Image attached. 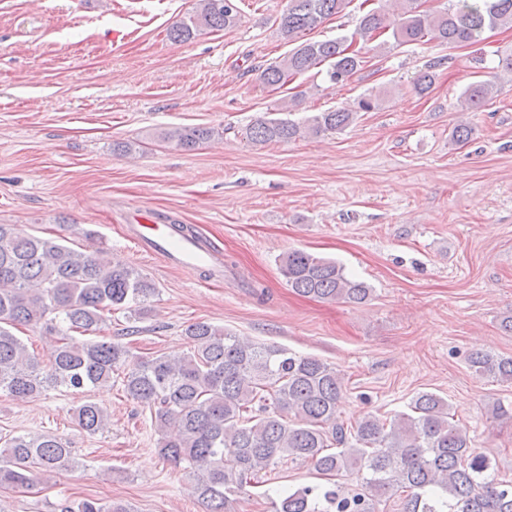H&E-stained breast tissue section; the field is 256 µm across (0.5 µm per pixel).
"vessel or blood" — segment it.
Listing matches in <instances>:
<instances>
[{"label": "vessel or blood", "instance_id": "vessel-or-blood-1", "mask_svg": "<svg viewBox=\"0 0 512 512\" xmlns=\"http://www.w3.org/2000/svg\"><path fill=\"white\" fill-rule=\"evenodd\" d=\"M127 229L129 238L142 252L162 256L178 267L207 271L212 281H223V267L197 239L174 238L171 227L155 223L149 215L137 210L131 212Z\"/></svg>", "mask_w": 512, "mask_h": 512}]
</instances>
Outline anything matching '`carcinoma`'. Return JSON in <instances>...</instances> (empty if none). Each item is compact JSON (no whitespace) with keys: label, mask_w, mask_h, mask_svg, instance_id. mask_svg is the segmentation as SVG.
<instances>
[{"label":"carcinoma","mask_w":512,"mask_h":512,"mask_svg":"<svg viewBox=\"0 0 512 512\" xmlns=\"http://www.w3.org/2000/svg\"><path fill=\"white\" fill-rule=\"evenodd\" d=\"M350 2L289 0L279 32L293 48L260 71L262 84L277 90L324 66L328 81L341 85L364 63L353 44L386 33L397 45L434 41L455 48L478 43L487 29L512 28V0H448L436 11L407 0L400 13L366 11L348 35L307 37ZM239 16L238 0H197L194 13L172 24L167 37L184 43L203 30L231 28ZM499 79L494 71L467 85L461 107L478 111L501 91ZM434 82L429 68L416 76L413 91L424 97ZM381 103L380 95L370 93L358 99L355 111L335 108L302 122L263 116L245 129V138L266 144L340 133L356 112H371ZM213 135L208 127H175L162 140L192 151ZM279 269L298 295L362 304L372 293L336 261L304 250L286 253ZM155 294L151 280L120 260L109 262L0 224V391L28 399L58 387L103 386L124 368L125 394L149 408L161 435L158 454L192 475L204 512H234L235 496L283 460L309 462L329 483L275 489L273 512H375V499L399 492L405 494L402 512H512V482L490 475L491 460L472 448L466 429L436 393H417L409 414L366 415L350 431L336 419L343 379L335 368L277 345L243 341L206 321L184 329L188 353L177 360L137 356L119 342L68 341L70 332L97 330L114 310L126 311L133 321L144 318ZM29 325L53 337L46 367L12 332ZM469 362L478 375L512 382V356L474 353ZM73 418L83 431L96 434L106 427L107 412L86 401ZM78 467L69 442L54 435L12 436L0 447V487L29 488L56 470ZM351 475L357 478L352 491L333 482ZM60 512L129 510L84 499L60 505Z\"/></svg>","instance_id":"obj_1"}]
</instances>
